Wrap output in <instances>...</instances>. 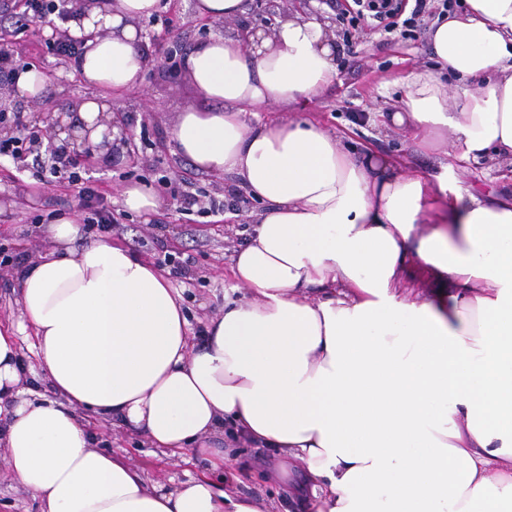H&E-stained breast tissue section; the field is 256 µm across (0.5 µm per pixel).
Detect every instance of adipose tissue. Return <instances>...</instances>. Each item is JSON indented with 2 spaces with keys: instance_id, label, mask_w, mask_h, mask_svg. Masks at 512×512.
<instances>
[{
  "instance_id": "obj_1",
  "label": "adipose tissue",
  "mask_w": 512,
  "mask_h": 512,
  "mask_svg": "<svg viewBox=\"0 0 512 512\" xmlns=\"http://www.w3.org/2000/svg\"><path fill=\"white\" fill-rule=\"evenodd\" d=\"M159 7L85 0L71 15L74 68L96 90L77 137L102 141L109 95L141 83L136 23ZM429 41L435 68L394 78L404 96L389 121L424 151L451 130L450 173L512 155V0H464ZM183 69L201 104L178 117L179 152L236 174L265 205L232 268L252 299L225 303L192 344L168 278L107 240L75 247L77 222L57 218L53 249L18 276L17 329L32 331L55 398L26 396L16 331L0 329V447L14 480L41 512H268L221 480L149 483L93 449L86 410L165 455L220 461L240 437L279 449L302 469L305 512H512V198L449 193L304 118L247 123L246 109L290 111L335 81L334 37L317 17L213 37ZM412 264L437 290L408 281Z\"/></svg>"
}]
</instances>
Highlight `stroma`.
Segmentation results:
<instances>
[{
    "instance_id": "obj_1",
    "label": "stroma",
    "mask_w": 512,
    "mask_h": 512,
    "mask_svg": "<svg viewBox=\"0 0 512 512\" xmlns=\"http://www.w3.org/2000/svg\"><path fill=\"white\" fill-rule=\"evenodd\" d=\"M354 8L353 0H249L242 20L221 22L195 16L192 0H161L157 13L138 22L149 35L143 43L149 60L143 82L112 101L110 117L133 130V145L109 163L96 158L79 168L83 181L96 188L111 211V224L89 223L90 211L81 206L66 174L44 181L36 168L21 170L12 159L0 158V326L15 323L20 314L17 268L52 249L45 228L61 213L80 219L77 244L107 238L170 274L194 331H201L225 300H248V291L232 277V257L262 205L245 193L235 175L197 169L174 142L179 112L200 104L182 69L186 55L197 43L243 25L269 33L279 22L298 16L328 22L336 36L338 75L302 107L304 117L354 147L399 157L406 166L425 170L433 182L447 181L449 191L511 197V157L479 160L450 179L442 164L454 141L452 132L444 133L438 149L421 153L415 151L409 131L384 126L383 114L398 99L390 80L411 68L432 67L433 51L426 35L405 39L369 19L347 31L342 15ZM14 49L19 66L45 71L44 88L36 97H22L10 82L1 81L0 104L26 122L35 112H63L68 124L79 126V105L93 90L82 83L71 59L55 55L33 31L18 37ZM135 183L155 190L160 200L155 213L144 216L122 206V189ZM214 201L223 203V212H211ZM93 426L97 448L123 449L128 462L153 482L167 484L209 469L199 457L187 462L154 455L141 436L117 423L97 419ZM6 455L0 447V512H40L33 494L13 481ZM242 458L249 460V468H239ZM280 462L276 449L241 441L228 449L224 470L238 476L235 494L264 498L271 512H297L272 479Z\"/></svg>"
}]
</instances>
